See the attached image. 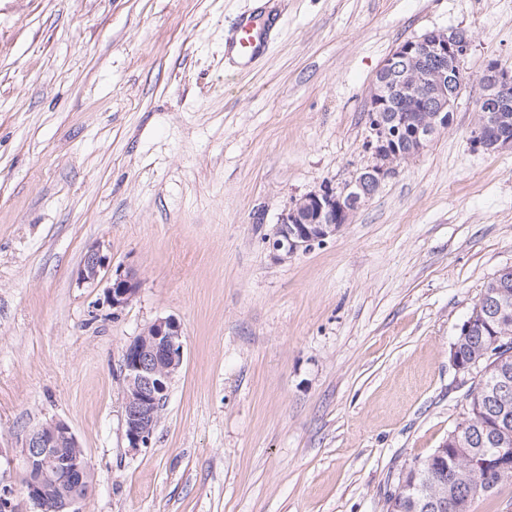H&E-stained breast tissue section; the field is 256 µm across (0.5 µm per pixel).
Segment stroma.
Instances as JSON below:
<instances>
[{"label":"stroma","instance_id":"stroma-1","mask_svg":"<svg viewBox=\"0 0 512 512\" xmlns=\"http://www.w3.org/2000/svg\"><path fill=\"white\" fill-rule=\"evenodd\" d=\"M256 0H0V488L31 512L20 440L65 422L90 464L78 512H387L401 471L466 413L450 356L512 266V150H473L477 85L448 130L335 236L288 260L290 202L371 153L393 49L471 39L512 70V0H281L266 54L224 31ZM101 247L107 285H78ZM177 318L183 363L130 448L125 347ZM138 290L139 282L132 274L119 275L107 288V299L112 309L119 311L135 298Z\"/></svg>","mask_w":512,"mask_h":512}]
</instances>
